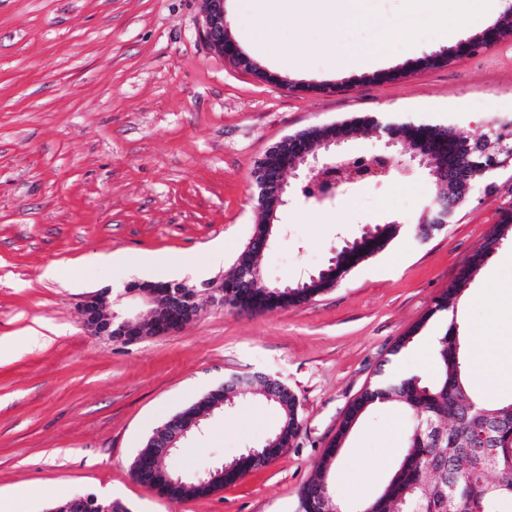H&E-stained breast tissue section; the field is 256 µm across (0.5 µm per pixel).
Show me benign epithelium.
Wrapping results in <instances>:
<instances>
[{
	"label": "benign epithelium",
	"mask_w": 512,
	"mask_h": 512,
	"mask_svg": "<svg viewBox=\"0 0 512 512\" xmlns=\"http://www.w3.org/2000/svg\"><path fill=\"white\" fill-rule=\"evenodd\" d=\"M225 29V0H204L200 31L203 42L238 67L253 68V63L225 37ZM502 35L500 27L489 26L456 46L452 54L457 57L475 55L497 42ZM356 135L355 122L339 121L287 135L271 147L266 155L280 164L275 182L267 180L266 165L259 162L254 171L256 211L257 215L265 217L264 223L275 224L277 211L288 203L287 183L284 180L287 172L303 169L300 192L306 200L321 205L333 202L346 191L349 182L343 179V174L347 171L358 173L360 181L367 175L373 176L376 183L389 179L395 163L388 151L367 160L344 148L345 143ZM448 139L457 142L460 151L449 160L442 156L434 158V169L429 175L456 184L464 200L469 199L477 186V177L512 160V128L509 126L500 128L494 141L484 134L463 138L452 129L448 130ZM459 205L460 202L453 198L435 199L423 222L449 224ZM198 295L196 289L183 283L171 282L162 291H150L141 283H133L125 286L115 297L110 288L87 295L82 304V315L85 326L94 333L130 343L142 338L136 327L143 317L112 310V301L142 297L149 306L148 316L153 318V335L157 336L176 332L196 317L199 313ZM202 419L201 415L176 413L158 426L150 437L158 455L164 458L171 454L182 440L200 428ZM65 512H126V509L118 502L106 503L93 495H78L69 499Z\"/></svg>",
	"instance_id": "1"
}]
</instances>
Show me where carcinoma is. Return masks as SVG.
Returning a JSON list of instances; mask_svg holds the SVG:
<instances>
[{
    "label": "carcinoma",
    "mask_w": 512,
    "mask_h": 512,
    "mask_svg": "<svg viewBox=\"0 0 512 512\" xmlns=\"http://www.w3.org/2000/svg\"><path fill=\"white\" fill-rule=\"evenodd\" d=\"M447 128L441 123H398L401 135L413 138L429 128ZM399 224H376L373 232L363 235L351 246L341 247L334 256L336 275L349 273L369 256L383 251L399 234ZM491 255L478 249L471 256L467 272L455 284L435 298L429 316L454 311L464 291L469 272L482 265ZM263 276L247 289L240 288L234 272L224 276V304L235 306L241 292L256 304L270 309L296 306L312 300L333 287V275L318 272L302 283L289 285L288 291L268 303ZM467 363L455 322H450L438 339L437 373L427 380L418 375L402 378L385 377L368 385L350 404L336 436V444L327 448L323 462L333 463L340 442L346 440L358 420L376 404L397 403L408 415L406 433L408 453L392 475L383 492L366 504L371 512H497L512 507V400L485 405L469 392ZM277 399H265L280 414L279 436H293L299 428V403L283 383L273 379ZM239 399L236 387L213 389L190 408L201 412L218 403L234 404ZM494 453L498 490L490 496L478 494L481 484L490 483L484 472L485 457ZM133 475L150 484L157 482L167 494L178 498H200L212 494L216 487L196 481L171 484L165 481L166 470L159 465L153 448L147 446L137 456ZM332 498L308 502L297 497L296 512H336Z\"/></svg>",
    "instance_id": "1"
}]
</instances>
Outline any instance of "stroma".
Segmentation results:
<instances>
[{"mask_svg":"<svg viewBox=\"0 0 512 512\" xmlns=\"http://www.w3.org/2000/svg\"><path fill=\"white\" fill-rule=\"evenodd\" d=\"M409 10L408 0H367L365 18L337 31L340 53L391 36L390 58L362 71L336 69L319 50V27L283 18L275 40L304 60L292 71L259 44L249 0H226L227 34L252 73L200 39L202 0H0L1 492L40 489L31 512H47L62 489L129 512H295L367 385L382 374L433 377L434 360L393 348L416 325L427 336L445 328L433 301L512 213V162L426 240L414 227L436 189L417 166L330 204L292 196L258 259L270 283L326 267L366 226L396 220L401 230L298 306L241 311L212 292L255 230L256 162L284 136L368 117L440 122L471 137L492 119L512 120V33L455 58L477 28L447 41L424 25L409 40ZM444 52L447 62L416 68ZM111 254L121 264H102ZM134 280L193 286L198 316L134 343L86 329L85 297ZM511 284L507 240L472 271L458 303L466 347L512 330ZM254 372L298 399L299 428L284 453L201 498L166 499L135 479L155 428L226 377ZM403 419L376 405L339 448L327 480L347 512L378 496L401 462ZM279 424L278 411L253 396L219 406L162 465L202 473L262 447Z\"/></svg>","mask_w":512,"mask_h":512,"instance_id":"obj_1","label":"stroma"}]
</instances>
